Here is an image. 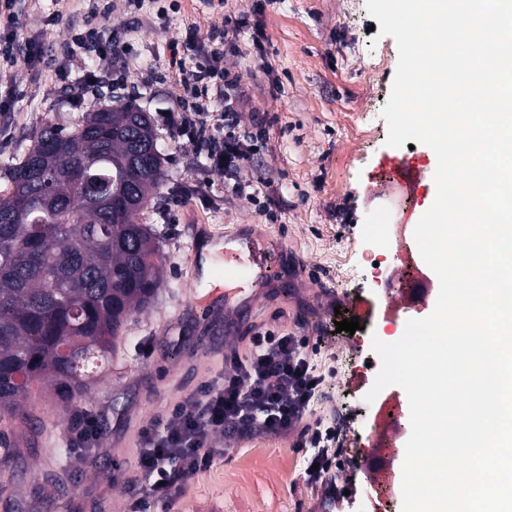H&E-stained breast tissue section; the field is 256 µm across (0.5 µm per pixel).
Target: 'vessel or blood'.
<instances>
[{"label":"vessel or blood","mask_w":512,"mask_h":512,"mask_svg":"<svg viewBox=\"0 0 512 512\" xmlns=\"http://www.w3.org/2000/svg\"><path fill=\"white\" fill-rule=\"evenodd\" d=\"M393 176L388 184L390 194L406 201L418 200L426 187L427 164L424 160L395 155L388 163ZM377 223L390 225L395 242L399 246L400 264L393 268L389 280L399 281L404 270H412L413 278L408 288L391 295L384 315L391 321L405 319L410 312L424 308L430 297L428 267L423 261L411 235L410 217L392 219L378 214ZM286 259L282 244L272 238L259 235L242 237L234 241H212L210 250H203L200 244H192L188 260L192 266L209 264L224 290L223 301L201 302L191 298L188 309L201 316L225 315L227 325L242 323L255 300L264 289L273 286L270 261L272 258ZM396 433L388 423L380 424L375 432L374 453L361 459L360 466L371 484L387 483L394 473V461L386 456L382 448Z\"/></svg>","instance_id":"obj_1"}]
</instances>
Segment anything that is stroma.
I'll return each instance as SVG.
<instances>
[{
    "label": "stroma",
    "mask_w": 512,
    "mask_h": 512,
    "mask_svg": "<svg viewBox=\"0 0 512 512\" xmlns=\"http://www.w3.org/2000/svg\"><path fill=\"white\" fill-rule=\"evenodd\" d=\"M18 27L36 37L44 61L31 70L25 61L0 65V86L12 89L11 111L0 112V190L10 183L19 160L46 123L70 127L97 103L134 101L158 125L166 177L157 190L167 203L165 219H145L162 235L163 284L155 303L136 314L112 362L93 390L69 404L56 403L53 390L35 387L30 422L0 419V433L16 454L13 471L0 472V512H130V491L142 474L140 434L160 427L167 413L217 377L224 364V327L187 315L184 302L205 298L209 282L187 261L194 238L224 237L247 229L277 238L288 253L286 279L274 285L251 327L232 344L246 352L255 329L269 328L301 340L324 382L311 401L304 425L336 427L337 464L324 483L305 476L309 449L302 430L239 438L216 435L220 455L197 471L169 501H148L141 512H401V482L373 488L358 467L370 451L379 408L391 403L398 435L384 452L403 463L410 436L404 390L384 388L365 396L381 368L373 339L399 340L404 325L387 323L384 281L396 264L387 226L377 224L375 199L390 179L384 160L392 152L413 154L436 168L428 146L392 149L381 110L389 98L398 47L378 36L366 0H179L159 11L146 0L139 13L124 0H21ZM56 21L44 25L46 16ZM244 19L230 32L224 65L240 78L235 106L240 130L252 136L250 164L240 171L251 180L265 171L269 183L260 207L235 194L223 171L205 170V160L188 139H173L162 124L182 91L183 71L193 70L196 51L183 47L187 25L208 36L225 16ZM97 26L125 32L130 52L101 59L68 44L71 28ZM180 43L181 67L171 64ZM83 70L122 66L121 84H104L98 95L68 96L56 88L63 52ZM206 180L204 195L182 191ZM380 269H373V262ZM359 302L360 328L337 332L336 309ZM96 419V447L76 454L68 447L71 425Z\"/></svg>",
    "instance_id": "obj_1"
}]
</instances>
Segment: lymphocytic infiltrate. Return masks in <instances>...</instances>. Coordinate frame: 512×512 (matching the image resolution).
Instances as JSON below:
<instances>
[{"label":"lymphocytic infiltrate","instance_id":"f902f5d3","mask_svg":"<svg viewBox=\"0 0 512 512\" xmlns=\"http://www.w3.org/2000/svg\"><path fill=\"white\" fill-rule=\"evenodd\" d=\"M240 26V21L225 18L223 28L205 39L195 27L185 30V45L201 52L198 80L212 83L225 95L223 143L214 140V115L195 88L184 87L177 110L167 116L173 137L191 140L208 169L228 174L249 160L247 145L235 134L238 121L231 92L238 78L222 66L224 31ZM322 382L296 337L271 329L255 331L246 353L226 354L218 377L176 407L161 430L143 431L138 458L145 479L134 492L135 502L172 498L187 478L211 460L216 434L229 430L283 433L301 423ZM302 444L312 451L307 480L319 482L336 460V429L306 428Z\"/></svg>","mask_w":512,"mask_h":512}]
</instances>
